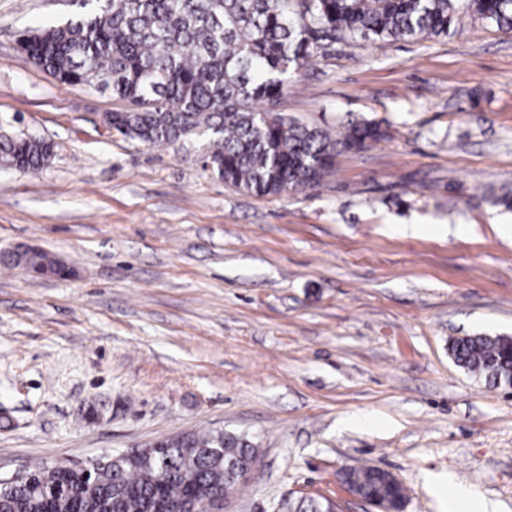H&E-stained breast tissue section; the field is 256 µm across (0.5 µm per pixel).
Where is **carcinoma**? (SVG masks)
Wrapping results in <instances>:
<instances>
[{
    "instance_id": "cac0c4a2",
    "label": "carcinoma",
    "mask_w": 512,
    "mask_h": 512,
    "mask_svg": "<svg viewBox=\"0 0 512 512\" xmlns=\"http://www.w3.org/2000/svg\"><path fill=\"white\" fill-rule=\"evenodd\" d=\"M82 11L40 26L26 56L61 85H98L124 101L108 113L118 133L148 145L200 143L224 184L255 196L300 194L332 175L335 158L386 136L381 123L310 126L277 109L324 41L394 42L446 38L476 21L512 31V0H81ZM0 159L35 172L49 159L43 141L0 139ZM27 272L64 278L69 268L44 251ZM458 366L495 385L512 383V338L452 341ZM159 448H129L84 469L66 462L27 469L0 488V512H189L242 485L231 463L248 466L258 448L244 436L185 433ZM351 490L402 499L366 466L348 469ZM281 512H330L326 498L302 496Z\"/></svg>"
}]
</instances>
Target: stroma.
Here are the masks:
<instances>
[{
	"label": "stroma",
	"mask_w": 512,
	"mask_h": 512,
	"mask_svg": "<svg viewBox=\"0 0 512 512\" xmlns=\"http://www.w3.org/2000/svg\"><path fill=\"white\" fill-rule=\"evenodd\" d=\"M79 0H0V135L53 145L0 164V476L200 430L254 439L228 512L290 495L342 501L373 466L405 512H512V391L457 366L451 339L512 337V31L329 44L279 108L310 125L388 123L301 194L257 197L194 147L109 130L110 93L61 85L17 48ZM26 264L28 267L27 272L31 275L41 276V274L46 272H50L60 278L70 275V270L65 264L42 250L34 252L29 256Z\"/></svg>",
	"instance_id": "35a3bbf8"
}]
</instances>
